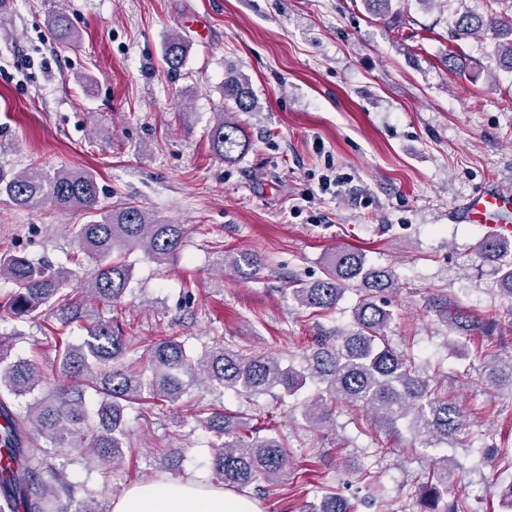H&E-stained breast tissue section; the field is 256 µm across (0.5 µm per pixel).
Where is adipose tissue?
<instances>
[{
    "instance_id": "obj_1",
    "label": "adipose tissue",
    "mask_w": 512,
    "mask_h": 512,
    "mask_svg": "<svg viewBox=\"0 0 512 512\" xmlns=\"http://www.w3.org/2000/svg\"><path fill=\"white\" fill-rule=\"evenodd\" d=\"M112 512H261L253 499L200 480H152L112 501Z\"/></svg>"
}]
</instances>
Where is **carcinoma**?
I'll use <instances>...</instances> for the list:
<instances>
[{
    "mask_svg": "<svg viewBox=\"0 0 512 512\" xmlns=\"http://www.w3.org/2000/svg\"><path fill=\"white\" fill-rule=\"evenodd\" d=\"M368 11L394 21L392 0H363ZM507 14L486 18L470 9L455 11L452 36L474 37L490 30L495 53L512 68V0ZM50 35L66 45L78 37L65 11L52 12L47 20ZM187 48L181 38H170L164 54L168 69L178 72ZM224 97L242 112L254 111L250 92L236 76L224 79ZM215 153L232 162L248 148L243 132L233 119L221 118L210 130ZM0 195L23 208L52 202L62 208L84 207L93 212L84 224L69 230L81 252L94 265L78 288V296L64 291V273L18 253L0 254V278L13 284L4 301L3 314L12 319L46 317L58 326L48 329L47 343L71 384L41 394L45 373L27 359H12L13 341L22 333L0 334V415L7 428L0 438L8 464L0 471V512H109L94 496L77 499L67 481V452L79 451L88 466L115 468L128 450L123 428L124 411L137 404L149 413L177 402L192 386L203 383L215 390L232 391L254 399L276 387L290 395L306 385L317 387L316 397L302 405L306 422L316 427L329 419V403L340 401L365 410L390 425L408 423L412 435L426 447L458 442L466 430L464 410L438 387L422 377L411 355L389 344L387 330L393 313L380 294L396 288L389 270L366 265L363 257L344 251L328 263L324 277L289 289L298 306L323 313L333 310L345 292L357 288L360 298L353 309L352 328L320 340L302 355L299 366L281 367L270 354H247L217 343L192 356L172 337L139 340L147 367L127 361L134 349L100 308L112 309L122 301L131 282L132 266L126 254L145 249L159 264L173 260L185 242L182 224L164 222L140 205L97 212L99 186L93 172L59 169L52 173L37 164L20 172L0 169ZM484 257L493 262L500 291L512 297V240L486 237L479 243ZM221 268L241 275L259 271L261 259L251 253L223 255ZM452 331L481 330L487 334L497 321H480L459 310L448 322ZM85 332L72 342L66 331ZM483 358L482 378L512 390V353L503 355L487 343L477 349ZM193 416L213 432L211 483L243 492L257 482L274 483L290 464L288 445L277 436H259L243 422L209 406ZM459 477L453 458L435 462L432 481L423 486L419 512H473L469 499L456 496L442 503L440 487ZM302 512H350L345 498L329 493Z\"/></svg>",
    "mask_w": 512,
    "mask_h": 512,
    "instance_id": "obj_1",
    "label": "carcinoma"
}]
</instances>
